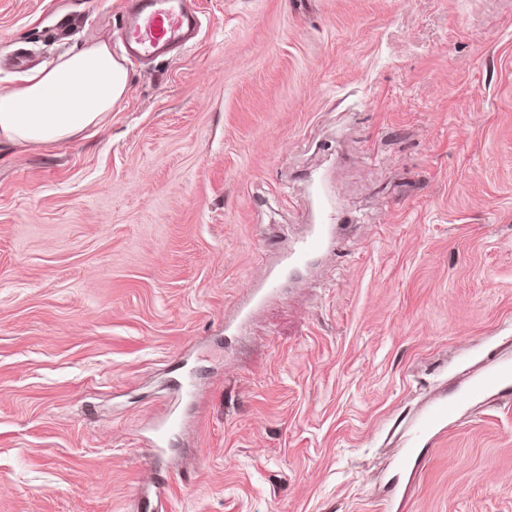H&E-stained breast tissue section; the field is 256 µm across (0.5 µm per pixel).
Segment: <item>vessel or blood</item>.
<instances>
[{"label":"vessel or blood","mask_w":512,"mask_h":512,"mask_svg":"<svg viewBox=\"0 0 512 512\" xmlns=\"http://www.w3.org/2000/svg\"><path fill=\"white\" fill-rule=\"evenodd\" d=\"M122 38L134 57L157 58L180 51L194 38L200 21L186 7L187 0H129ZM331 233L327 224H317L309 238L285 257L291 267L306 264ZM512 392V364L499 363L470 382L467 393L475 397H495ZM458 407L457 401L439 398L418 419L408 433L405 459H412L417 448L434 444L448 431V422Z\"/></svg>","instance_id":"1"}]
</instances>
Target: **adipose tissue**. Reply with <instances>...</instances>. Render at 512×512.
<instances>
[{"label":"adipose tissue","instance_id":"obj_1","mask_svg":"<svg viewBox=\"0 0 512 512\" xmlns=\"http://www.w3.org/2000/svg\"><path fill=\"white\" fill-rule=\"evenodd\" d=\"M129 73L101 39L59 56L49 67L0 89V139L30 144L66 141L123 98Z\"/></svg>","mask_w":512,"mask_h":512}]
</instances>
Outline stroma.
<instances>
[{
	"instance_id": "stroma-1",
	"label": "stroma",
	"mask_w": 512,
	"mask_h": 512,
	"mask_svg": "<svg viewBox=\"0 0 512 512\" xmlns=\"http://www.w3.org/2000/svg\"><path fill=\"white\" fill-rule=\"evenodd\" d=\"M189 2L139 63L124 0H0L1 88L103 38L131 75L0 142V512H512L511 395L396 465L512 362V0ZM331 229L330 224L313 225L310 237L303 240L293 252L288 253L284 259L285 264L289 267L306 264L309 256L319 249L330 235ZM457 407L456 400L448 401V398L441 397L420 416L405 439L403 465L413 458L417 448H423L426 444L432 446L438 438L448 433V420L454 415Z\"/></svg>"
}]
</instances>
